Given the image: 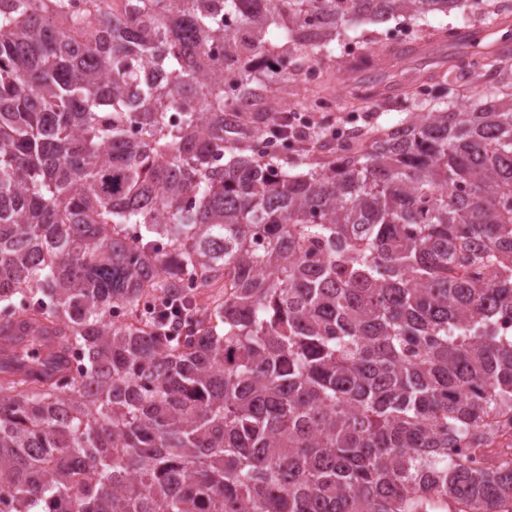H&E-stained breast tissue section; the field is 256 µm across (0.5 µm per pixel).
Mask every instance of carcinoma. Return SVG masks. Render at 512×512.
Returning a JSON list of instances; mask_svg holds the SVG:
<instances>
[{"mask_svg":"<svg viewBox=\"0 0 512 512\" xmlns=\"http://www.w3.org/2000/svg\"><path fill=\"white\" fill-rule=\"evenodd\" d=\"M68 2L0 0V512H512V41L453 58L462 109L390 73L457 27L356 59L336 111L411 122L311 128L292 176L242 99L468 0ZM399 20L391 19L389 21H383L378 24H364V25H356L354 27H347L348 32L346 36H342L341 40H363L369 45L374 42V35L376 32H382L388 28L394 27L398 24ZM337 115V121L344 125V122L347 118L356 119L354 121H348L350 126L359 125V126H367V125H378L381 128L386 130L401 128L410 123L409 121V112H398L395 110H381L375 107H371L369 111L366 112H353L349 115L347 112H335ZM348 115V117H347ZM360 117V119L358 118ZM341 117V118H339Z\"/></svg>","mask_w":512,"mask_h":512,"instance_id":"carcinoma-1","label":"carcinoma"}]
</instances>
